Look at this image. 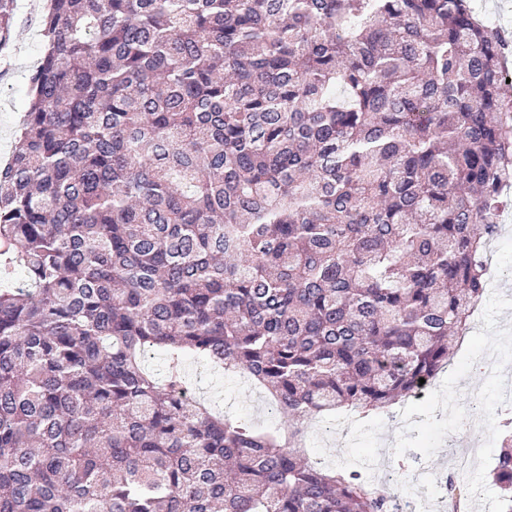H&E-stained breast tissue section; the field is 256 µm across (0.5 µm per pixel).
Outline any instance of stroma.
Returning <instances> with one entry per match:
<instances>
[{
  "label": "stroma",
  "mask_w": 512,
  "mask_h": 512,
  "mask_svg": "<svg viewBox=\"0 0 512 512\" xmlns=\"http://www.w3.org/2000/svg\"><path fill=\"white\" fill-rule=\"evenodd\" d=\"M28 0H18L17 24L7 50L0 52V151L14 150L17 129L28 99L27 75L41 57L38 29L27 20ZM512 332V283L487 293L482 302L478 326L461 339L451 364L439 373L425 399H407L395 404L390 414L347 424L343 432L325 442L310 441L308 454L333 468L351 461L369 463V476L378 471L371 465L383 458L389 468H406L401 485L418 482L419 467L439 469L445 464L448 438L460 433L462 415L471 401L485 410L487 428L483 453L474 469V480L481 488L489 512H499V490L487 478L499 451L500 421L506 414L499 398V386L490 372L476 370L488 337L501 331ZM197 397L219 405L226 414L248 419L259 428L283 424L282 414L273 412L263 391L243 379H228L211 369L206 380H198L192 364L184 366Z\"/></svg>",
  "instance_id": "obj_1"
}]
</instances>
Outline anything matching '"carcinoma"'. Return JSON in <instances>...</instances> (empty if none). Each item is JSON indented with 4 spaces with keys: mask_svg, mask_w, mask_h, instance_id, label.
Here are the masks:
<instances>
[{
    "mask_svg": "<svg viewBox=\"0 0 512 512\" xmlns=\"http://www.w3.org/2000/svg\"><path fill=\"white\" fill-rule=\"evenodd\" d=\"M40 26L0 169L25 272L0 288V512H401L307 429L432 382L485 296L512 177L498 31L470 0H48ZM187 357L285 425L214 412Z\"/></svg>",
    "mask_w": 512,
    "mask_h": 512,
    "instance_id": "obj_1",
    "label": "carcinoma"
}]
</instances>
